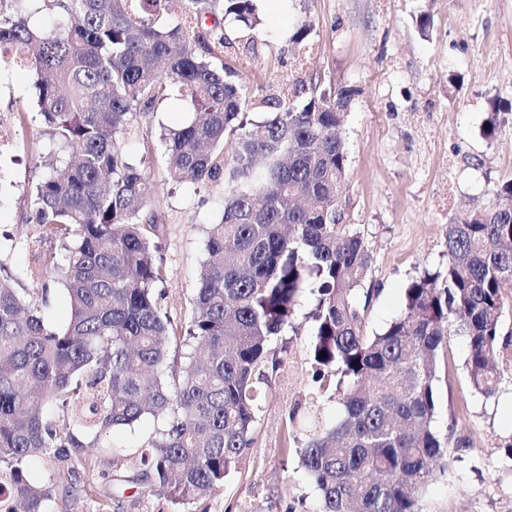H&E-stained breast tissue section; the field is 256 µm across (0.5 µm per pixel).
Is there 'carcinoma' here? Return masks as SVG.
Masks as SVG:
<instances>
[{"label": "carcinoma", "instance_id": "1", "mask_svg": "<svg viewBox=\"0 0 512 512\" xmlns=\"http://www.w3.org/2000/svg\"><path fill=\"white\" fill-rule=\"evenodd\" d=\"M168 0H0V47L24 50L35 91L24 117L48 128L28 190L33 235L57 242L63 263L33 292L15 288L19 242L0 241V493L9 512H46L32 459L68 461L100 433L165 420L135 480L173 503L210 497L244 450L267 379L268 346L291 326L299 298L310 317L308 407L288 413V440L320 491L318 512H421L422 490L448 469L438 436L435 381L448 337L467 343L472 388L496 394L495 363L512 291V179L448 224L446 272L405 288L402 313L369 334L357 294L371 268L346 223L348 162L341 114L352 91L323 90L299 107L263 100L265 118L234 80L231 18L249 29L253 0H181V19L157 22ZM47 11L53 22L38 25ZM212 25H207V19ZM195 110L163 129L168 179L224 184V211L207 231L188 320L162 307L165 270L154 238L147 157L122 146L133 119L152 120L171 91ZM494 108L493 135L507 122ZM67 323L43 312L56 284ZM343 408L332 424L319 401Z\"/></svg>", "mask_w": 512, "mask_h": 512}]
</instances>
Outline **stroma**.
<instances>
[{
    "label": "stroma",
    "instance_id": "1",
    "mask_svg": "<svg viewBox=\"0 0 512 512\" xmlns=\"http://www.w3.org/2000/svg\"><path fill=\"white\" fill-rule=\"evenodd\" d=\"M259 23L253 44L238 40L231 63L235 79L253 100L248 118L262 120L263 99L292 85L347 88L343 118L348 151L342 206L372 257L368 285L377 289L367 309L368 332L381 331L404 305L405 289L423 272L447 265L446 233L462 205L482 202L488 191L512 179V122L486 136L492 99L512 102V0H255ZM432 19L428 34L417 26ZM310 20L311 50L292 43ZM28 73L0 70V113L32 108ZM190 103L171 98L158 106L157 121L136 124L123 145L139 155L153 146L147 171L150 204L158 217L160 255L166 268L163 305L175 323L187 320L198 280L206 230L220 221L221 188L177 186L166 179L168 158L157 149L160 125L191 121ZM45 129L14 124L12 141L0 147V233L22 241L11 263L21 285L36 258L55 244L30 243L27 188L35 148ZM311 298H304L296 331L272 344L277 366L262 386L253 425L254 445L239 458L223 489L193 503L174 504L148 486L125 483L140 461L141 447L161 428L145 417L134 428H117L99 448L61 468L38 459L32 481L51 493L49 512H317L315 483L296 454L287 452L285 420L311 391ZM466 346L453 336L438 364L435 427L448 448V469L420 495L421 512H512V368L500 367L494 397L476 394L465 371Z\"/></svg>",
    "mask_w": 512,
    "mask_h": 512
}]
</instances>
